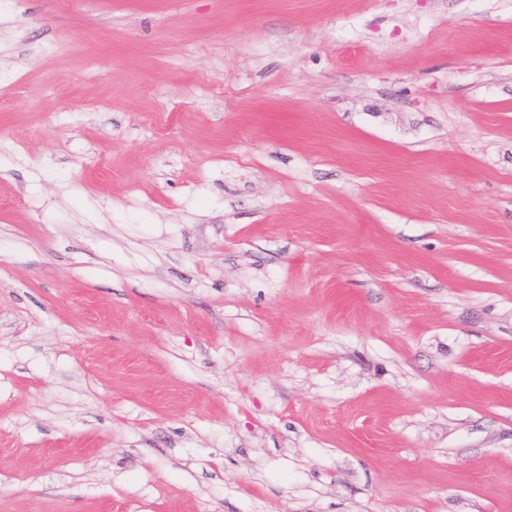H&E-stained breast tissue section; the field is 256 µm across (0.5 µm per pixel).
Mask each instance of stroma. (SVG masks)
I'll return each instance as SVG.
<instances>
[{
  "instance_id": "obj_1",
  "label": "stroma",
  "mask_w": 512,
  "mask_h": 512,
  "mask_svg": "<svg viewBox=\"0 0 512 512\" xmlns=\"http://www.w3.org/2000/svg\"><path fill=\"white\" fill-rule=\"evenodd\" d=\"M0 512H512V0H0Z\"/></svg>"
}]
</instances>
